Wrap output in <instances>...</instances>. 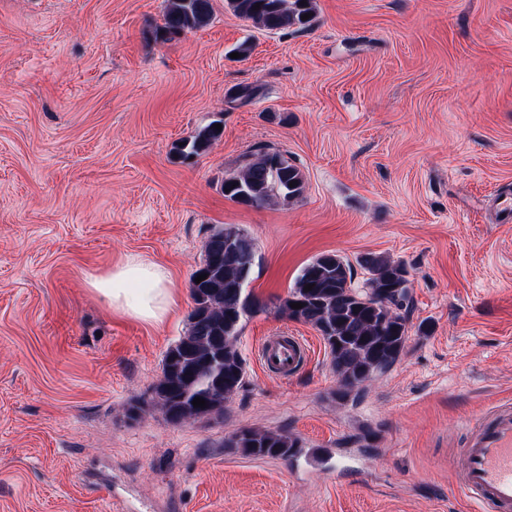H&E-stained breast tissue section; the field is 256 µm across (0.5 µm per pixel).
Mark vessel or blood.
I'll return each instance as SVG.
<instances>
[{"label": "vessel or blood", "instance_id": "vessel-or-blood-1", "mask_svg": "<svg viewBox=\"0 0 512 512\" xmlns=\"http://www.w3.org/2000/svg\"><path fill=\"white\" fill-rule=\"evenodd\" d=\"M257 356L268 375L285 379L306 362L308 345L293 334L268 336ZM452 465L461 494L481 503L485 512H512V405L477 420Z\"/></svg>", "mask_w": 512, "mask_h": 512}]
</instances>
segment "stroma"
I'll return each instance as SVG.
<instances>
[{
    "mask_svg": "<svg viewBox=\"0 0 512 512\" xmlns=\"http://www.w3.org/2000/svg\"><path fill=\"white\" fill-rule=\"evenodd\" d=\"M315 3L307 28L267 30L212 0L163 40L166 0H0V512H478L448 456L512 404V0ZM244 85L260 96L233 99ZM216 120L207 153L177 154ZM261 146L302 171L298 199H225ZM228 224L256 243L264 306L246 383L220 420L132 416ZM371 252L408 270V340L342 399L320 333L279 307L324 253L363 286ZM133 256L177 290L162 324L86 284ZM280 331L311 346L286 380L255 357ZM242 427L335 449L343 473L225 449Z\"/></svg>",
    "mask_w": 512,
    "mask_h": 512,
    "instance_id": "35a3bbf8",
    "label": "stroma"
}]
</instances>
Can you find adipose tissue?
Here are the masks:
<instances>
[{
	"mask_svg": "<svg viewBox=\"0 0 512 512\" xmlns=\"http://www.w3.org/2000/svg\"><path fill=\"white\" fill-rule=\"evenodd\" d=\"M86 282L112 309L150 324L163 323L176 303L175 290L164 268L139 258L90 274Z\"/></svg>",
	"mask_w": 512,
	"mask_h": 512,
	"instance_id": "obj_1",
	"label": "adipose tissue"
}]
</instances>
